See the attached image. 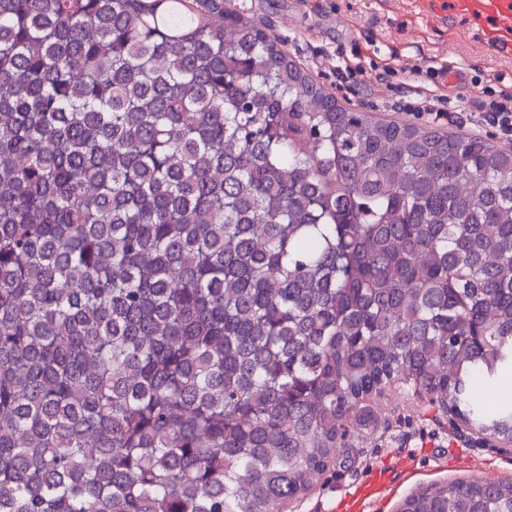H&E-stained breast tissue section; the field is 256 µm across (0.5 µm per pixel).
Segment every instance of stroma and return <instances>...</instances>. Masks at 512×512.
Instances as JSON below:
<instances>
[{
	"instance_id": "35a3bbf8",
	"label": "stroma",
	"mask_w": 512,
	"mask_h": 512,
	"mask_svg": "<svg viewBox=\"0 0 512 512\" xmlns=\"http://www.w3.org/2000/svg\"><path fill=\"white\" fill-rule=\"evenodd\" d=\"M252 15L285 42L291 58L343 108L380 121L504 139L481 108L512 92V54H498L459 17L422 12L418 0H246ZM446 111L443 119L435 111ZM377 429L348 436L296 512H397L407 495L434 483L491 478L512 482V445L453 425L413 384L378 406Z\"/></svg>"
}]
</instances>
